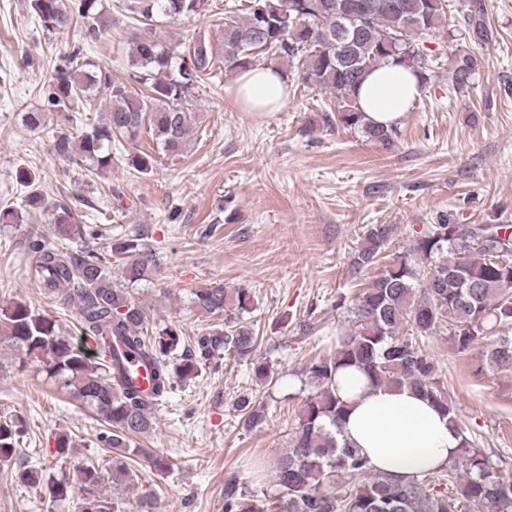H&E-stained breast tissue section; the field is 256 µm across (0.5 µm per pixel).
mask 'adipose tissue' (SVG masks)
<instances>
[{
  "label": "adipose tissue",
  "mask_w": 512,
  "mask_h": 512,
  "mask_svg": "<svg viewBox=\"0 0 512 512\" xmlns=\"http://www.w3.org/2000/svg\"><path fill=\"white\" fill-rule=\"evenodd\" d=\"M288 77L275 63L240 72L230 96L244 112L272 113L287 101ZM425 90L411 69L385 64L367 74L356 94L365 123L394 127ZM347 406L342 433L371 466L393 480L407 481L446 466L459 446L448 419L413 390L370 385L356 368L338 376Z\"/></svg>",
  "instance_id": "1"
}]
</instances>
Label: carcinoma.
<instances>
[{
	"label": "carcinoma",
	"instance_id": "obj_1",
	"mask_svg": "<svg viewBox=\"0 0 512 512\" xmlns=\"http://www.w3.org/2000/svg\"><path fill=\"white\" fill-rule=\"evenodd\" d=\"M31 8L51 38L69 34L78 20L89 45L109 34L103 0H31ZM208 8L209 0H128L126 5L138 22L189 18ZM448 9V0H246L244 16L224 22L219 54L204 38L181 55L152 34L135 37L127 51L126 81L112 78L111 70L82 49L73 50L40 89L44 107L24 113L23 121L38 130L46 113H56L61 126L52 135L54 153L81 162L91 176L112 167L116 141L131 145L127 166L148 175L156 158L139 149L140 136L148 135L168 157L186 153L197 116L185 103L219 56L230 73L268 61L285 71L298 69L303 83L336 98L335 112L323 116L326 128L341 127L389 151L399 127L366 124L356 107L355 91L364 75L391 61L414 69L427 83L441 68L439 58H429L427 39L440 32L452 42L482 45L495 39L483 3L461 0L454 15ZM479 64L462 48L449 51L448 95L468 93ZM100 92L109 98L105 122L88 123L81 107ZM78 122L85 128L76 136L67 126ZM17 180L30 189L29 209L48 213L52 224L51 236L28 243V274L55 302L78 306L81 338L74 341L55 316L19 301L0 307V335L19 353L41 359L47 377L102 416L101 439L112 457L74 468L71 479H55L42 467L22 463L15 479L44 487L61 500L77 489L84 493L83 512H124L120 502L101 493V484L109 478L113 489H127L138 483L145 463L169 469L166 460L131 447V439L154 430L156 410L176 383L197 378L205 363L228 351L252 359L258 386L273 384L272 366L253 357L257 337L245 319L254 311L253 295L246 288L231 294L221 284L192 290L193 307L224 317V327L199 337L196 350L181 352L183 332L149 322V307L132 295V287L151 280L156 266L143 235L135 231L111 244L122 261V279H115L105 257L67 247L100 235L79 223L76 204L48 205L27 167L18 170ZM393 237L391 224L363 227L351 255L353 272L388 262L367 287L336 299L345 318L326 336L330 352L302 369L312 392L272 467L274 491L253 489L234 473L224 481V512H512V480L497 475L484 449L459 423L447 380L426 348V341L445 332L461 353L482 348L477 372L512 371V224L501 223L497 214L484 224H458L440 215L409 247L394 253ZM132 352L151 372L146 390L134 383L126 365ZM348 367L360 369L373 385L408 386L448 415L460 438L448 466L407 482L392 481L343 442L347 405L336 376ZM236 408L246 428L266 420L263 402L243 397ZM23 433L20 418L0 415V464H11Z\"/></svg>",
	"mask_w": 512,
	"mask_h": 512
}]
</instances>
